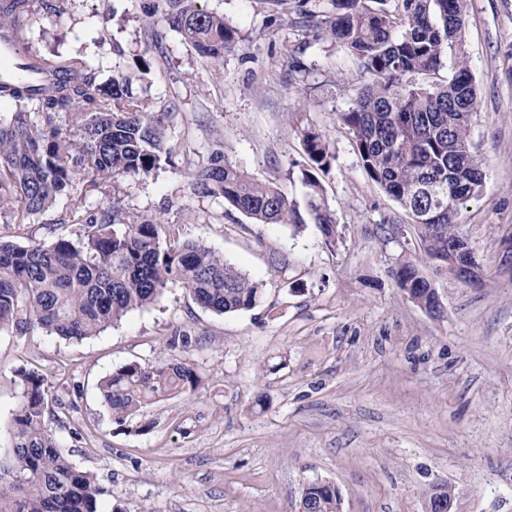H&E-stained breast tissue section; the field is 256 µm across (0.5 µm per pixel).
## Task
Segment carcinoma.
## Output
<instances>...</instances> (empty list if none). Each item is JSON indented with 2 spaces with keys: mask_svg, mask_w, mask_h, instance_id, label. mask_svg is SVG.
<instances>
[{
  "mask_svg": "<svg viewBox=\"0 0 512 512\" xmlns=\"http://www.w3.org/2000/svg\"><path fill=\"white\" fill-rule=\"evenodd\" d=\"M67 0H0V35L12 43L17 67L0 74V100L13 107L0 119V222L29 224L56 197L93 179L149 176L163 160L181 155L169 143L164 118L145 110V88L121 72L99 79V68L81 54L32 52L33 27L62 17ZM333 13L306 15L310 28L345 46L371 84L339 115L368 177L392 195L419 225L425 257L448 252L461 206L480 191L484 174L473 151L470 126L477 91L464 56V0H332ZM160 18L199 56L220 64L235 49L237 33L224 17L196 0H157ZM455 59L447 84L409 81ZM308 169V216L325 244L336 241V222L318 174L334 154L323 136L303 138ZM192 194L219 196L256 224H292L304 218L275 186L258 182L216 148L191 175ZM69 222L83 229L78 242L20 246L0 240V332L37 330L83 340L152 304L171 285L219 314L249 310L262 295L259 283L200 242L165 239L167 225L135 215L114 201L89 208L73 199ZM398 287L425 296L428 284L416 264L394 273ZM23 395L13 416L11 446L0 460V512H97L100 488L73 466L46 420L45 379L19 371ZM200 379L187 362L127 364L101 387L113 418ZM311 512H339L336 488L311 498Z\"/></svg>",
  "mask_w": 512,
  "mask_h": 512,
  "instance_id": "carcinoma-1",
  "label": "carcinoma"
}]
</instances>
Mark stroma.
Instances as JSON below:
<instances>
[{"mask_svg": "<svg viewBox=\"0 0 512 512\" xmlns=\"http://www.w3.org/2000/svg\"><path fill=\"white\" fill-rule=\"evenodd\" d=\"M153 0H68L60 23L35 26L34 50L82 53L102 81L146 78L150 108L169 113L186 156L150 177L99 181L95 207L172 223L261 284L252 309L219 315L173 286L151 306L80 342L43 332L0 333V451L10 444L23 386L19 369L45 378L48 424L71 463L100 488L97 512H298L304 488L333 484L340 512H425L448 485L456 512H512V0H467L464 40L479 107L472 150L484 184L460 213L482 279L467 284L425 260L406 211L365 173L339 113L369 74L340 44L303 22L329 0H199L223 13L238 43L207 63L164 25ZM303 63L291 71L286 53ZM153 60L150 74L137 67ZM335 156L321 179L339 232L326 246L306 222L255 224L220 197H198L193 161L221 144L225 158L273 184L299 211L303 133ZM59 196L33 223L0 224L21 245L78 239L61 223ZM417 263L442 311L421 309L395 268ZM185 361L196 389L151 401L124 423L101 382L134 362Z\"/></svg>", "mask_w": 512, "mask_h": 512, "instance_id": "35a3bbf8", "label": "stroma"}]
</instances>
